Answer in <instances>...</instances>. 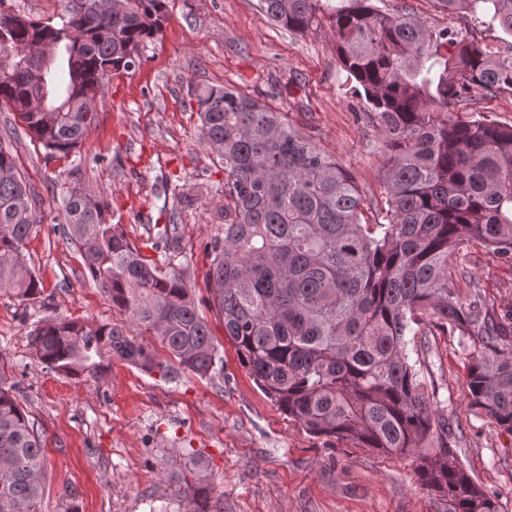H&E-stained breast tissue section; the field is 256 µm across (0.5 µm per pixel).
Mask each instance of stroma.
I'll list each match as a JSON object with an SVG mask.
<instances>
[{
    "instance_id": "obj_1",
    "label": "stroma",
    "mask_w": 512,
    "mask_h": 512,
    "mask_svg": "<svg viewBox=\"0 0 512 512\" xmlns=\"http://www.w3.org/2000/svg\"><path fill=\"white\" fill-rule=\"evenodd\" d=\"M409 6L429 25L451 26L497 49L512 41L470 14L443 12L436 0H384ZM228 86L259 98L353 175L365 199L382 198V148L337 62L327 22L295 36L267 23L260 0H169L161 33L147 41L139 68L112 75L98 98V120L81 149L52 156L9 130L0 111V145L34 195L37 222L24 248L42 293L0 296V359L12 367L20 402L41 434L45 460L40 512H445L417 482L409 460L352 442L309 434L256 385L208 304V246L224 236V164L200 135L194 95ZM462 120L486 115L512 125V96L472 89L454 108ZM100 192L113 223L152 260H164L192 288L224 358L223 374L185 372L161 379L121 361L103 378L47 371L28 333L34 322L66 315L92 323L115 319L73 244L61 237V205L72 189ZM195 196L186 209L179 193ZM178 245L154 246L159 227ZM463 302L512 311V265L470 243L457 259ZM427 391L447 416L454 449L473 480L512 512V436L465 400L472 339L437 328L415 338Z\"/></svg>"
}]
</instances>
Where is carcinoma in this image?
Returning a JSON list of instances; mask_svg holds the SVG:
<instances>
[{"label":"carcinoma","mask_w":512,"mask_h":512,"mask_svg":"<svg viewBox=\"0 0 512 512\" xmlns=\"http://www.w3.org/2000/svg\"><path fill=\"white\" fill-rule=\"evenodd\" d=\"M100 2L72 0L57 23L0 12V109L51 155L80 149L97 120L89 102L112 73L142 64L141 46L167 19L168 0H125L110 18ZM261 2L291 33L328 21L351 90L382 137L385 215L362 223L365 199L350 171L283 113L231 87L200 89L201 134L224 161V239L206 273L224 334L258 386L309 433L412 458L419 484L446 512H498L454 451L408 345L425 325L480 337L465 397L512 435V350L501 349L512 313L495 318L479 299L465 307L453 288V258L469 243L512 263V126L450 110L473 87L489 98L512 94V45L491 50L375 0ZM438 2L512 34V0ZM34 42L52 45V58L29 56ZM36 98L56 109L53 122L30 110ZM62 212L65 238L79 245L118 319L38 321L29 338L45 368L97 379L118 359L164 379L224 373L181 274L141 254L102 194L74 189ZM36 223L30 192L0 148V294H41L23 256ZM133 326L172 362L157 361ZM8 372L0 359V512H39L42 437Z\"/></svg>","instance_id":"obj_1"}]
</instances>
